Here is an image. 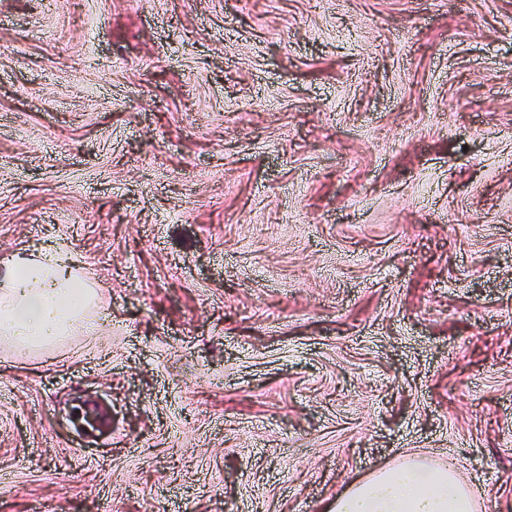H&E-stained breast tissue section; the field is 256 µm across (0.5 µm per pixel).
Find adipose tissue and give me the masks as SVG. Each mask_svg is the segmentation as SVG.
<instances>
[{"mask_svg": "<svg viewBox=\"0 0 512 512\" xmlns=\"http://www.w3.org/2000/svg\"><path fill=\"white\" fill-rule=\"evenodd\" d=\"M89 275L76 254L44 251L19 254L0 263V334L20 350L31 349L75 329L97 335L91 315ZM326 512H475L467 481L416 457L354 483Z\"/></svg>", "mask_w": 512, "mask_h": 512, "instance_id": "obj_1", "label": "adipose tissue"}]
</instances>
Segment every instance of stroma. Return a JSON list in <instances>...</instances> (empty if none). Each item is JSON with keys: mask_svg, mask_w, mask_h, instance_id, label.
Returning <instances> with one entry per match:
<instances>
[{"mask_svg": "<svg viewBox=\"0 0 512 512\" xmlns=\"http://www.w3.org/2000/svg\"><path fill=\"white\" fill-rule=\"evenodd\" d=\"M0 512H324L415 453L512 512V0H0ZM51 250L17 254L1 263L0 334L18 350L31 349L69 336L78 327L95 336L101 321L87 314L96 294L82 258Z\"/></svg>", "mask_w": 512, "mask_h": 512, "instance_id": "35a3bbf8", "label": "stroma"}]
</instances>
